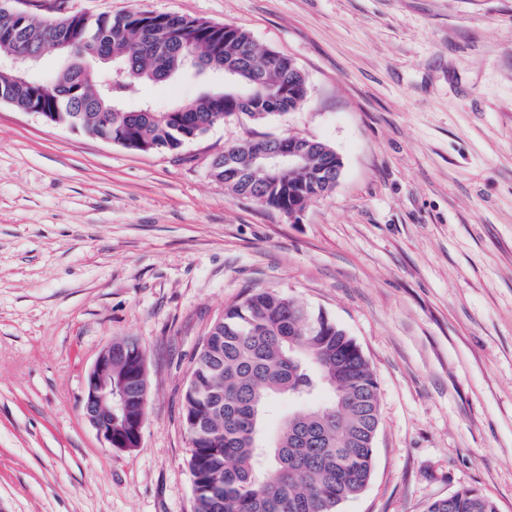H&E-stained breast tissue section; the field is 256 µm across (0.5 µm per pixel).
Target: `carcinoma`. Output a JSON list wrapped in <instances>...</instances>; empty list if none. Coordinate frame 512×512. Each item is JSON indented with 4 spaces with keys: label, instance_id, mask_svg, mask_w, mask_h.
<instances>
[{
    "label": "carcinoma",
    "instance_id": "1",
    "mask_svg": "<svg viewBox=\"0 0 512 512\" xmlns=\"http://www.w3.org/2000/svg\"><path fill=\"white\" fill-rule=\"evenodd\" d=\"M0 31L12 33L9 42H0V52L40 56L54 50L63 58L60 75L49 82L30 80L23 71L0 77V96L22 111L50 112L58 124L110 135L133 151L148 143L176 151L231 116L241 98L251 102L247 115L260 121L295 110L308 94L307 78L292 58L258 49L241 28L179 14L68 15L36 23L0 7ZM189 54L215 71L235 64L253 68L257 81L242 83L241 98L221 89L167 112L120 107L132 87L157 82L156 69L171 78L185 71ZM254 145L246 140L230 146L238 157L232 165L222 154L211 163V176L232 194L278 210L305 205L336 187L328 182L334 150L320 149L306 171L267 189L264 174L248 165ZM297 314L322 317L285 294L258 289L226 307L210 327L209 345L199 351L184 393L195 512H339L370 482L379 397L369 363L335 321L313 334ZM112 346V430L125 436L131 417L139 415V366L129 342L115 339ZM282 399L293 409L271 433L268 422ZM426 512L496 507L463 488L432 501Z\"/></svg>",
    "mask_w": 512,
    "mask_h": 512
}]
</instances>
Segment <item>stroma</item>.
<instances>
[{"mask_svg":"<svg viewBox=\"0 0 512 512\" xmlns=\"http://www.w3.org/2000/svg\"><path fill=\"white\" fill-rule=\"evenodd\" d=\"M38 21L177 13L291 57L295 111L236 114L175 152H135L0 101V512H193L192 361L255 288L324 312L378 384L372 478L341 512H425L470 488L512 512V0H19ZM138 85L157 112L223 87ZM342 159L297 219L210 163L284 136ZM138 340V448L107 447L86 378Z\"/></svg>","mask_w":512,"mask_h":512,"instance_id":"1","label":"stroma"}]
</instances>
